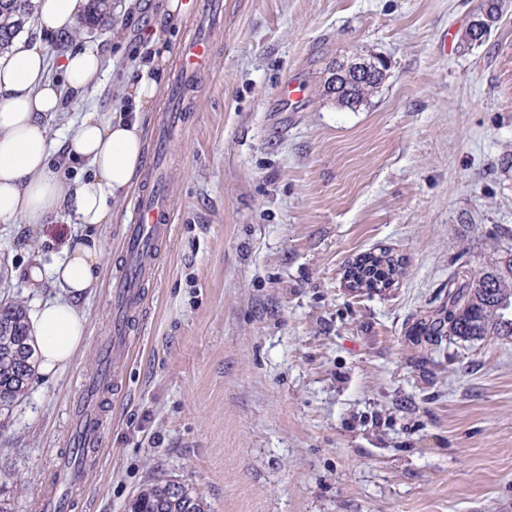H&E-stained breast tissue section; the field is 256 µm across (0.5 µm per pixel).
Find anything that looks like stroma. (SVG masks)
I'll use <instances>...</instances> for the list:
<instances>
[{"label": "stroma", "instance_id": "obj_1", "mask_svg": "<svg viewBox=\"0 0 512 512\" xmlns=\"http://www.w3.org/2000/svg\"><path fill=\"white\" fill-rule=\"evenodd\" d=\"M162 0H112V20L45 42L108 37L118 100ZM480 0H224L209 74L171 145L174 234L146 290L132 355L103 399L102 446L71 512H125L148 479L195 487L211 512H512V337L414 333L461 264L512 231V0L464 47ZM383 60L360 106L337 64ZM298 80L288 101L281 85ZM75 224L0 223V300L33 284ZM86 341L34 377L0 428L14 512H38L70 449L69 407L110 328L122 227L103 224ZM389 250L392 288L352 292L349 263Z\"/></svg>", "mask_w": 512, "mask_h": 512}]
</instances>
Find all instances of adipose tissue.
<instances>
[{
	"label": "adipose tissue",
	"mask_w": 512,
	"mask_h": 512,
	"mask_svg": "<svg viewBox=\"0 0 512 512\" xmlns=\"http://www.w3.org/2000/svg\"><path fill=\"white\" fill-rule=\"evenodd\" d=\"M35 31L14 39L0 57V223L49 224L58 220L83 226L67 240L52 263L33 265V282L51 278L57 297L42 303L31 329L40 374L54 375L71 363L83 344L86 322L78 300L96 286L102 257L97 228L118 223L116 204L136 185L145 165L148 127L162 92L169 50L156 30L179 28L187 20L186 0H166L149 50L128 72L122 89L126 106L114 116L99 108L52 136L51 123L74 102L94 95L112 57L102 41L82 40L62 52L57 63L64 83L51 80L43 38L73 29L88 15L89 0H33ZM85 162V176L69 181L50 170L52 155Z\"/></svg>",
	"instance_id": "ef3b65f1"
}]
</instances>
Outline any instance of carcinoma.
Returning a JSON list of instances; mask_svg holds the SVG:
<instances>
[{
    "mask_svg": "<svg viewBox=\"0 0 512 512\" xmlns=\"http://www.w3.org/2000/svg\"><path fill=\"white\" fill-rule=\"evenodd\" d=\"M28 0H0V52L20 32ZM501 0H483L474 19L488 36L500 19ZM363 77L353 73L336 100L348 108L360 105L385 77V65ZM397 263L386 254H365L351 265L357 288L382 289L399 276ZM445 305L419 322L424 336L474 341L485 336H512V252L496 249L482 272L453 278ZM37 349L26 313L14 302L0 301V416L9 413L35 374ZM127 512H207V503L194 488L173 479L152 478L130 499Z\"/></svg>",
    "mask_w": 512,
    "mask_h": 512,
    "instance_id": "obj_1",
    "label": "carcinoma"
}]
</instances>
